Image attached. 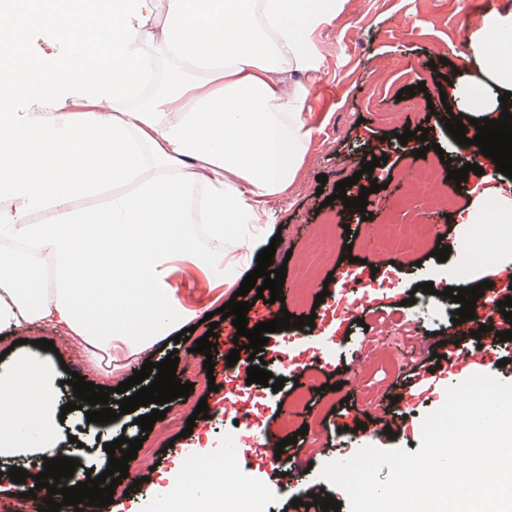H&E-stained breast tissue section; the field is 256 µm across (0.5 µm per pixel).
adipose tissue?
I'll list each match as a JSON object with an SVG mask.
<instances>
[{
  "mask_svg": "<svg viewBox=\"0 0 512 512\" xmlns=\"http://www.w3.org/2000/svg\"><path fill=\"white\" fill-rule=\"evenodd\" d=\"M337 14L336 0H167L156 25L153 0H49L26 14L56 38L41 59L0 54V96L24 99L27 112H0V238L34 244L52 262L42 280L17 252L0 249V332L47 322L83 340L92 361L119 350L151 357L159 337L190 314L170 286L177 265L204 261L232 282L264 245L267 204L279 200L304 162L310 129L308 90L288 86L284 67L311 68L310 30ZM104 29L96 48L83 29ZM157 41L187 68L221 74L175 84L133 110L117 113L142 74L153 69ZM484 77L467 85V118L496 119L512 92V15L485 32ZM91 108L73 117L69 103ZM107 195L103 208H72L76 198ZM43 213L29 223L30 213ZM512 218V198L481 195L461 211L465 224ZM23 376L0 374V394L21 397L0 408V453L56 452L50 398L52 368L27 363ZM203 481L168 475L153 512H250L249 489L234 483L224 455L205 461Z\"/></svg>",
  "mask_w": 512,
  "mask_h": 512,
  "instance_id": "ef3b65f1",
  "label": "adipose tissue"
}]
</instances>
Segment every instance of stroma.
Wrapping results in <instances>:
<instances>
[{
	"instance_id": "35a3bbf8",
	"label": "stroma",
	"mask_w": 512,
	"mask_h": 512,
	"mask_svg": "<svg viewBox=\"0 0 512 512\" xmlns=\"http://www.w3.org/2000/svg\"><path fill=\"white\" fill-rule=\"evenodd\" d=\"M486 0H339L338 15L316 28L310 35L315 57L311 69L285 71L292 83L317 86L318 91L307 100L308 124L311 135L302 167L288 189L286 197L267 205L263 221L269 235H280L281 242L274 255L275 265H286L288 275L285 288L295 283L294 271L308 267L306 240L315 224L326 217H334L336 230L335 251L319 260L318 275L311 287L312 294L303 304L293 297L274 303L273 311L313 315L314 296L325 293L326 303L338 300L339 284L346 271L351 270V258L363 259L364 278L384 288L397 289L391 315L383 317L370 313L363 320H345L335 323L331 318L316 316L315 332L329 336V352L325 364L306 363L305 374L287 380L283 392L272 387L251 384L245 387L228 384L223 374H216V388L212 391L191 390L183 400L185 415H192L200 400L208 402V416L197 419L191 436L173 438L165 421L153 426L149 444L158 451V464L150 473L135 470L140 478L138 489L130 490L125 498V512H141L145 501L171 470L181 468L187 450L198 455L211 454L224 448L225 435L235 431L234 422L224 419L216 400L223 394H234L239 400H248L250 393L264 391L265 400L255 424L261 431H275L278 438L296 436V443L287 445L288 456L279 468L273 469L259 461L244 464L238 471L240 480L260 486L262 494L255 512H297L291 507L293 496L307 489H324L339 502H346L345 493L326 480L320 479L321 467L337 457H352L364 446L380 449L403 448L416 452L420 447L424 416L445 399L448 383H461L475 374L493 375L503 382L512 381V349L492 353L476 349L473 359L461 364L455 372L438 366L432 355V346L439 337L452 329L451 318L457 303L444 298L448 287H459L457 267L461 246L483 244L490 236V227L474 232L470 225L460 223L457 216L442 212L431 213L428 223L434 229L433 245H446L451 253L440 262L429 253H421L419 263L404 265L387 263L374 266L382 257L375 225L386 217L401 224H410L419 217L423 197L405 193V176L419 165L412 149L420 148L419 140H412L410 148H398L397 136L404 129L430 126L439 130V116L433 115L424 99L439 103L442 94L453 93L455 87L482 77L479 52L465 47L467 34L481 35L490 21L485 13ZM425 83L426 92L416 93L420 107L410 111L398 92L406 87ZM386 156L383 169L385 186L369 194L367 209L372 217L354 221L352 214L339 202L331 201L335 185L360 170L362 158L375 154ZM327 175L326 184H318V175ZM423 282L433 283L434 293L418 291ZM179 294L194 301L196 313L190 319L196 327L188 339L176 347L156 342V360H163L170 350H177L179 359L189 356L195 340L209 329L206 313L227 303L232 289L214 281L201 265L190 266L187 274L174 277L171 282ZM402 321L416 324L415 347L407 348L397 341L389 347L400 357L399 372H391L379 364H371L365 375H358L355 360L368 353L371 332L381 324L390 323L392 315ZM53 341L54 351L36 347V340ZM62 356L64 368L56 369L52 381L58 405L69 401V388L64 381L68 371H76L94 384L115 387L133 374L137 360L131 356L113 357L111 363L93 364L83 345L72 342L43 322L32 323L21 335L0 333V373L7 372L19 361L36 356L54 360ZM359 378V386H352V378ZM378 389L375 405L364 398L365 387ZM380 409L385 415H401L403 424L395 437L376 438L363 429L370 409ZM64 436L58 437V446H68L69 436H76L86 446L81 455L82 469L76 470L73 480L84 479V466L103 463L106 451L97 449L94 435L83 427L80 412H68ZM308 434L297 437L300 428ZM305 469L302 479H294V467Z\"/></svg>"
}]
</instances>
